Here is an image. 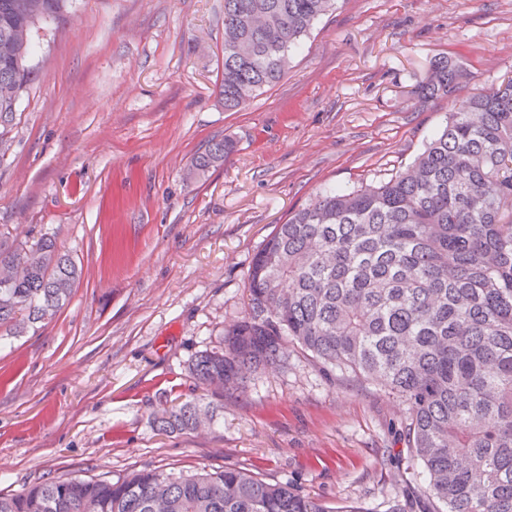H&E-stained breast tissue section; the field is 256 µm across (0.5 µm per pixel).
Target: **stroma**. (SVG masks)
<instances>
[{
  "instance_id": "1",
  "label": "stroma",
  "mask_w": 512,
  "mask_h": 512,
  "mask_svg": "<svg viewBox=\"0 0 512 512\" xmlns=\"http://www.w3.org/2000/svg\"><path fill=\"white\" fill-rule=\"evenodd\" d=\"M0 157V225L52 235L83 269L37 333L0 342V491L60 475L227 466L327 512H435L399 402L301 351L224 394L214 426L155 431L200 396L187 364L246 309L251 262L316 193L406 168L445 123L415 94L440 57L459 96L512 72V0H339L284 77L219 95L224 0H70L35 39ZM231 138L223 165L192 158Z\"/></svg>"
}]
</instances>
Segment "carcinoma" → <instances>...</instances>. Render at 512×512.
Returning <instances> with one entry per match:
<instances>
[{
  "instance_id": "obj_1",
  "label": "carcinoma",
  "mask_w": 512,
  "mask_h": 512,
  "mask_svg": "<svg viewBox=\"0 0 512 512\" xmlns=\"http://www.w3.org/2000/svg\"><path fill=\"white\" fill-rule=\"evenodd\" d=\"M68 0H0V155L15 98L33 70V33ZM337 0H224V111L274 86L314 23ZM462 68L435 61L419 94L452 96ZM226 139L195 156L224 162ZM45 235L0 226V330L19 336L53 319L80 280ZM247 312L219 346L189 362L215 394L245 388L292 344L322 368L373 380L404 406L425 493L446 512H512V76L455 102L414 162L389 179L318 193L276 226L254 257ZM216 408L160 410L161 434L199 429ZM0 512H327L283 483L236 467L190 474L145 465L115 479L62 475L17 493Z\"/></svg>"
}]
</instances>
